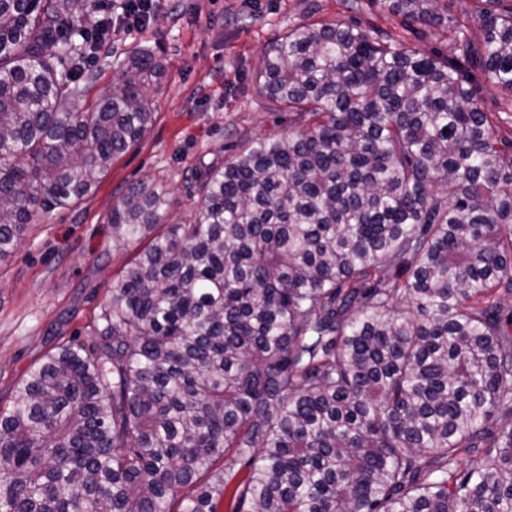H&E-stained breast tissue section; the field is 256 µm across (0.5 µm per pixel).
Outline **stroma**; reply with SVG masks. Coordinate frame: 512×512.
Returning a JSON list of instances; mask_svg holds the SVG:
<instances>
[{
	"label": "stroma",
	"mask_w": 512,
	"mask_h": 512,
	"mask_svg": "<svg viewBox=\"0 0 512 512\" xmlns=\"http://www.w3.org/2000/svg\"><path fill=\"white\" fill-rule=\"evenodd\" d=\"M313 18L375 27L426 53L452 45L448 28L407 29L400 17L367 4L353 12L345 0H160L144 25L113 15L114 30L92 65L97 78L71 109L87 111L110 92L113 60L145 46L161 63L147 87L154 121L95 190L31 225L0 261V405L11 404L20 379L50 349L73 337L90 340L113 278L144 246L112 238L109 216L131 187L162 186L170 199L163 223L186 220L198 202L196 171L248 140L295 130L255 74L270 42Z\"/></svg>",
	"instance_id": "1"
}]
</instances>
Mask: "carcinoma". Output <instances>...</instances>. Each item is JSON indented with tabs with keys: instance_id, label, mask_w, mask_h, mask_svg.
I'll list each match as a JSON object with an SVG mask.
<instances>
[{
	"instance_id": "obj_1",
	"label": "carcinoma",
	"mask_w": 512,
	"mask_h": 512,
	"mask_svg": "<svg viewBox=\"0 0 512 512\" xmlns=\"http://www.w3.org/2000/svg\"><path fill=\"white\" fill-rule=\"evenodd\" d=\"M450 26L427 54L316 21L256 81L301 129L112 208L150 239L95 338L49 350L0 407V512H512V0H370ZM93 0H0V257L142 140L140 48L87 112ZM483 449L477 465L466 457ZM481 96L485 110L496 112L499 116L501 137L512 140V106L510 101L491 86L483 87Z\"/></svg>"
}]
</instances>
